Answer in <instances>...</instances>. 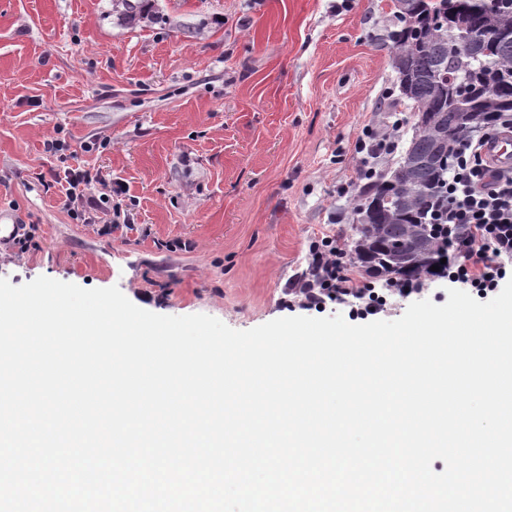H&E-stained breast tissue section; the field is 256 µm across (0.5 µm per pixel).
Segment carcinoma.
I'll return each mask as SVG.
<instances>
[{
  "label": "carcinoma",
  "mask_w": 512,
  "mask_h": 512,
  "mask_svg": "<svg viewBox=\"0 0 512 512\" xmlns=\"http://www.w3.org/2000/svg\"><path fill=\"white\" fill-rule=\"evenodd\" d=\"M403 23L392 34L401 94L426 118L390 178L365 174L350 262L390 288L448 257L431 214L448 205V167L459 138L512 112V0H394ZM121 24L152 18L144 0H110ZM483 36L475 57L461 43Z\"/></svg>",
  "instance_id": "carcinoma-1"
}]
</instances>
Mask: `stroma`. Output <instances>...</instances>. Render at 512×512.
Wrapping results in <instances>:
<instances>
[{
	"mask_svg": "<svg viewBox=\"0 0 512 512\" xmlns=\"http://www.w3.org/2000/svg\"><path fill=\"white\" fill-rule=\"evenodd\" d=\"M109 7L0 0V278L236 330L293 316L311 246L348 244L360 174L415 133L393 0H154L136 27ZM392 126V153L358 152ZM70 168L118 183L129 223L74 220Z\"/></svg>",
	"mask_w": 512,
	"mask_h": 512,
	"instance_id": "obj_1",
	"label": "stroma"
}]
</instances>
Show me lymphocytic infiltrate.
Wrapping results in <instances>:
<instances>
[{
	"label": "lymphocytic infiltrate",
	"mask_w": 512,
	"mask_h": 512,
	"mask_svg": "<svg viewBox=\"0 0 512 512\" xmlns=\"http://www.w3.org/2000/svg\"><path fill=\"white\" fill-rule=\"evenodd\" d=\"M484 139L467 134L448 175V209L441 223L462 228V257L445 272L449 285L473 288L480 297L498 290L512 261V166L493 167L482 157ZM100 177L86 171L69 176L66 206L73 217L89 215L107 203L109 194H97ZM312 264L326 271L319 286L303 283L296 288V302L304 309L322 308L327 302L354 299L352 313L364 319L384 312L388 300L375 289L360 287L358 280L341 274L345 261L341 248L326 242L314 249Z\"/></svg>",
	"instance_id": "lymphocytic-infiltrate-1"
}]
</instances>
